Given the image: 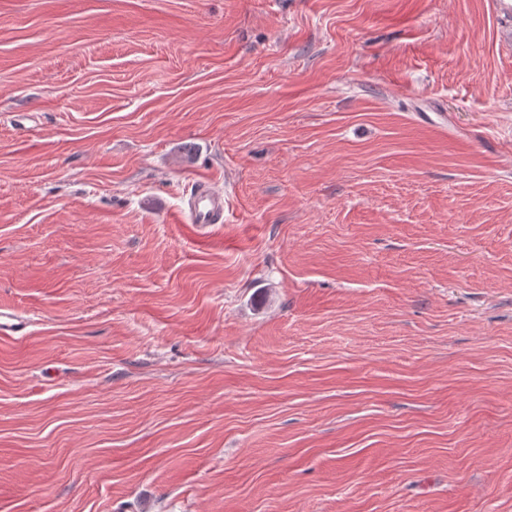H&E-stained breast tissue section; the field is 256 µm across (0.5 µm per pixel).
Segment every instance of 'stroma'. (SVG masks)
Segmentation results:
<instances>
[{
  "mask_svg": "<svg viewBox=\"0 0 512 512\" xmlns=\"http://www.w3.org/2000/svg\"><path fill=\"white\" fill-rule=\"evenodd\" d=\"M498 2L0 0V512H512ZM189 220L203 232L211 224L224 221V195L207 185H201L189 203ZM204 233V232H203Z\"/></svg>",
  "mask_w": 512,
  "mask_h": 512,
  "instance_id": "stroma-1",
  "label": "stroma"
}]
</instances>
